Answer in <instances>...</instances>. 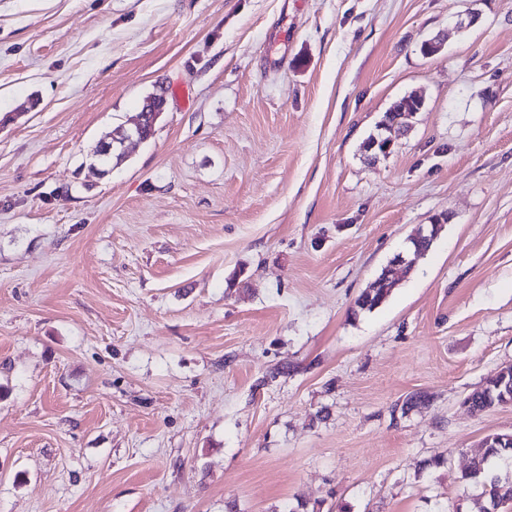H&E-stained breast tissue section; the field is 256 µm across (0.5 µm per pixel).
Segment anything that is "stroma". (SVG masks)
Listing matches in <instances>:
<instances>
[{
	"label": "stroma",
	"mask_w": 512,
	"mask_h": 512,
	"mask_svg": "<svg viewBox=\"0 0 512 512\" xmlns=\"http://www.w3.org/2000/svg\"><path fill=\"white\" fill-rule=\"evenodd\" d=\"M510 363L512 0H0V512H472ZM164 105L165 98L162 95H154L146 99L141 112L139 113V118L143 117L141 125L137 129L139 130V134H137V136L140 140L146 141L153 136L155 132V125L150 123L147 116L149 114L157 113L155 117V119H157V117L160 115L159 113L163 111ZM441 227L442 224H429L428 227L426 228H418L417 231L411 236V239L416 244V251L402 253L394 259V262L404 267H410L411 269L413 267L416 257L423 253V249L420 250L421 245L427 242H434V240L437 238V235ZM385 278H386V280H385ZM385 278L380 277L372 288L366 289L359 296V298L356 301L358 308H360L361 310H369L370 311L385 302V300L390 295L391 288H392L391 284L387 283V282H390L391 280H389L386 276H385ZM376 285L378 287L374 288Z\"/></svg>",
	"instance_id": "1"
}]
</instances>
